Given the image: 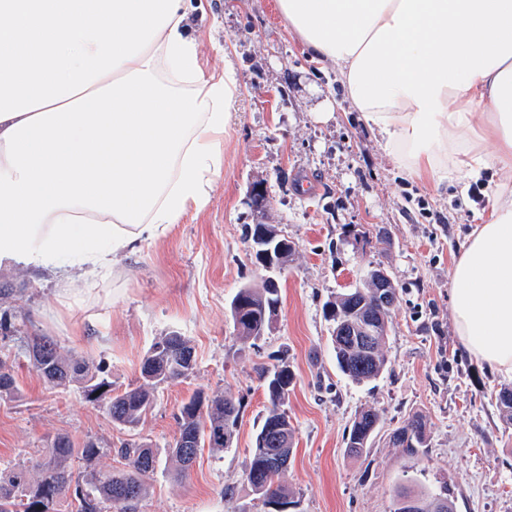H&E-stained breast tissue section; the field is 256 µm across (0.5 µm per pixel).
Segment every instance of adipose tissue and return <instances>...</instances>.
<instances>
[{
    "instance_id": "obj_1",
    "label": "adipose tissue",
    "mask_w": 512,
    "mask_h": 512,
    "mask_svg": "<svg viewBox=\"0 0 512 512\" xmlns=\"http://www.w3.org/2000/svg\"><path fill=\"white\" fill-rule=\"evenodd\" d=\"M387 154L438 187L512 172V0H277ZM189 0H0V267L95 277L202 207L239 92ZM451 274L476 360L512 373V185Z\"/></svg>"
}]
</instances>
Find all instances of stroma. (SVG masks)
<instances>
[{
    "label": "stroma",
    "mask_w": 512,
    "mask_h": 512,
    "mask_svg": "<svg viewBox=\"0 0 512 512\" xmlns=\"http://www.w3.org/2000/svg\"><path fill=\"white\" fill-rule=\"evenodd\" d=\"M204 74L233 66L240 91L222 147V172L206 204L190 209L167 235L120 257L106 277L68 307L59 273L0 268V314L18 334L0 338L15 391L0 397V476L36 473L59 435L100 450L80 474L123 468L122 444L151 445L158 466L139 512H265L244 481V466L266 414L262 369L287 359L293 388L286 409L296 449L283 478L288 512H391L397 484L449 486L455 512H512V427L491 401L512 375L470 357L454 325L452 267L491 205L485 181L432 189L399 167L343 94L334 67L312 58L283 25L277 0H201L189 15ZM262 185L264 203L250 196ZM277 225L295 244L278 276L277 324L241 341L229 303L239 288L261 286L246 225ZM397 288L388 364L355 384L336 366L324 305L362 283L370 267ZM178 332L195 350L184 379L157 386L151 409L133 428L112 423L84 400L79 384L50 387L20 339L47 336L61 353L90 359L120 394L140 382V365L159 337ZM241 404L232 447L203 448L187 476L167 454L181 405L195 393ZM376 408L380 432L366 454H346L355 414ZM429 426L424 454L408 458L388 436L413 414Z\"/></svg>",
    "instance_id": "1"
}]
</instances>
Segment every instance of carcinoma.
<instances>
[{
	"label": "carcinoma",
	"mask_w": 512,
	"mask_h": 512,
	"mask_svg": "<svg viewBox=\"0 0 512 512\" xmlns=\"http://www.w3.org/2000/svg\"><path fill=\"white\" fill-rule=\"evenodd\" d=\"M234 299L241 300L248 320L235 328L244 341H257L263 337L261 325L264 315L280 305V289L261 287L241 288ZM362 306L389 321L390 309L380 308L375 302L369 281L338 294L325 305V320L331 326V341L339 370L351 381L362 384L379 377L387 366L383 346L389 331L378 326L375 335L363 341L359 336L336 334L340 323L345 321L351 309ZM193 353L185 337L170 333L155 342L141 365L143 382L122 394H112V382L92 372L88 360L77 356H66L57 344L47 337L35 336L29 349V358L44 381L52 387L81 384L86 401L102 407L112 423L124 427H135L143 414L150 410L154 389L160 384L172 383L185 378L193 370V364L185 354ZM281 370L265 369L264 382L268 406L263 423L257 431L245 464L244 476L253 498L263 500L265 505L291 503L290 491L281 481L285 468L277 466L271 450L275 440L263 437L269 422L281 421L288 438H293L294 429L285 409L294 374L286 360H281ZM495 405L508 426L512 425V387H504L494 394ZM241 418V405L234 399L222 395L210 397L194 396L184 403L178 417L179 434L170 445L169 457L179 464V474L185 476L194 458L185 448L190 441L202 448L209 446L224 449L234 442ZM380 417L376 410L359 411L352 421L346 442L347 453L362 455L371 447L379 429ZM393 447L401 449L403 455L415 457L419 449L428 447L427 422L419 414L411 416L407 423L390 435ZM99 453V448L87 442L77 448L66 436L56 438L49 454L38 465V475L30 479L23 467L13 469L0 480V512H60L66 499L77 503L76 512H133L147 494V478L157 465L154 449L149 445H126L121 449L125 466L119 470L90 473L84 480L73 478L71 467L76 461H90ZM412 498L418 502L417 512H455V503L448 487L439 492L422 494L400 487L393 496V512H405L404 500Z\"/></svg>",
	"instance_id": "carcinoma-1"
}]
</instances>
